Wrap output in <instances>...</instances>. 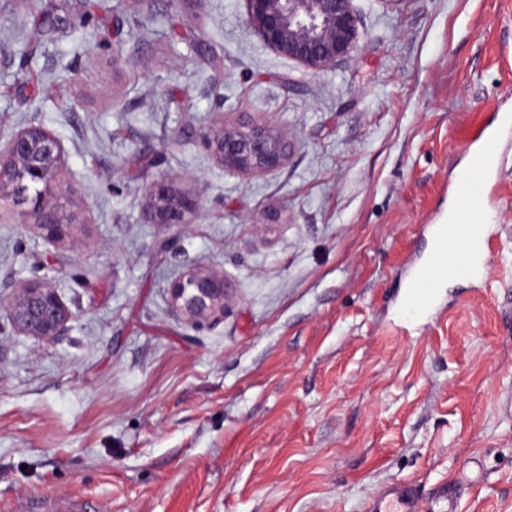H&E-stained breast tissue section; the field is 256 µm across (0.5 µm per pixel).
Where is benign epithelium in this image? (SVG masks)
<instances>
[{"mask_svg":"<svg viewBox=\"0 0 512 512\" xmlns=\"http://www.w3.org/2000/svg\"><path fill=\"white\" fill-rule=\"evenodd\" d=\"M247 27L265 46L314 73L332 69L358 48L360 33L354 0H244ZM202 141L230 173L266 176L286 162L289 141L269 124L240 113L236 122L211 126ZM66 153L61 142L42 125L30 123L0 145V210L13 223L34 226L50 238L63 236L73 225L69 191L61 182ZM145 220L149 224H191L201 203L164 174L146 191ZM224 275L203 265L189 264L172 281L171 304L196 324L224 319ZM72 312L56 288L39 278L15 289L8 302L0 300V321L39 343H53L68 328Z\"/></svg>","mask_w":512,"mask_h":512,"instance_id":"obj_1","label":"benign epithelium"}]
</instances>
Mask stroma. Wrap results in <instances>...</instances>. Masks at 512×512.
I'll return each mask as SVG.
<instances>
[{"instance_id": "obj_1", "label": "stroma", "mask_w": 512, "mask_h": 512, "mask_svg": "<svg viewBox=\"0 0 512 512\" xmlns=\"http://www.w3.org/2000/svg\"><path fill=\"white\" fill-rule=\"evenodd\" d=\"M354 7L358 49L316 74L243 0H0V143L53 133L76 217L0 219V296L38 277L73 313L48 345L0 326V512H368L404 481L419 512H512V0ZM242 112L287 136L274 173L204 147ZM487 125L490 262L407 320ZM164 173L195 223H145ZM190 263L223 273V321L173 311Z\"/></svg>"}]
</instances>
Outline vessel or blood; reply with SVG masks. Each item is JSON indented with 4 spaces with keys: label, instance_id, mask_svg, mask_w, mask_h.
<instances>
[{
    "label": "vessel or blood",
    "instance_id": "obj_1",
    "mask_svg": "<svg viewBox=\"0 0 512 512\" xmlns=\"http://www.w3.org/2000/svg\"><path fill=\"white\" fill-rule=\"evenodd\" d=\"M481 150L474 163L476 170L461 190L465 204L480 205L485 195L486 173L492 167L497 150V137L493 130L482 129L477 137ZM440 233L447 238L450 250H437L427 267L415 280L410 290L407 310L412 314L427 311L433 302L439 284L447 280L449 274L463 268H471L487 263L490 246L478 227L468 229L458 224L442 225ZM417 492L407 483H395L384 488L374 499L369 512H417Z\"/></svg>",
    "mask_w": 512,
    "mask_h": 512
}]
</instances>
